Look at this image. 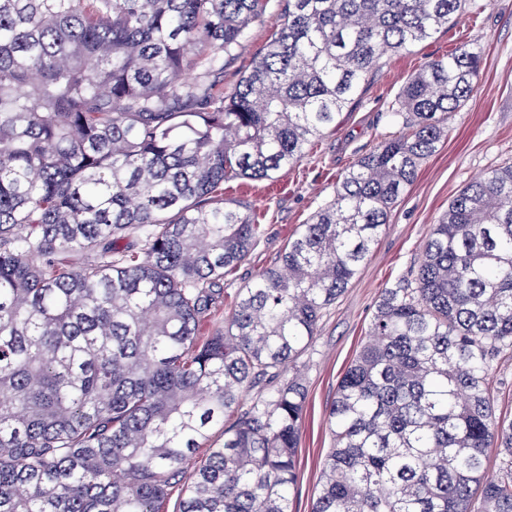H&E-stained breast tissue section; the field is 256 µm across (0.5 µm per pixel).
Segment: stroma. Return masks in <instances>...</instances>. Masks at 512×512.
<instances>
[{
    "instance_id": "1",
    "label": "stroma",
    "mask_w": 512,
    "mask_h": 512,
    "mask_svg": "<svg viewBox=\"0 0 512 512\" xmlns=\"http://www.w3.org/2000/svg\"><path fill=\"white\" fill-rule=\"evenodd\" d=\"M280 22L279 2L271 0L263 22L252 25L237 59L225 70V88H232L264 51ZM463 44L483 55L473 96L454 114L443 145L393 207L356 278L325 311L312 347L294 364L305 379L308 397L291 512H311L332 446L329 408L344 371L368 339L382 290L414 272L433 224L467 184L512 162V0H467L456 21L432 39L382 59L379 70L337 115L335 127L326 130L298 164L271 181L235 180L224 185L225 201L245 203L258 215L265 233L248 261L225 276L223 296L205 325L209 331L223 326L239 288L277 261L289 237L331 200L337 182L359 157L394 133L388 110L408 78Z\"/></svg>"
}]
</instances>
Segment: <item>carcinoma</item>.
<instances>
[{
    "label": "carcinoma",
    "mask_w": 512,
    "mask_h": 512,
    "mask_svg": "<svg viewBox=\"0 0 512 512\" xmlns=\"http://www.w3.org/2000/svg\"><path fill=\"white\" fill-rule=\"evenodd\" d=\"M268 4L0 0V512H164L180 483L175 512H290L308 391L284 370L442 146L483 57L463 44L409 77L398 134L202 339L224 275L263 236L224 183L298 163L384 56L465 0H281L284 22L226 94ZM504 357L511 163L464 187L413 279L382 290L328 412L312 512H512V420L490 384Z\"/></svg>",
    "instance_id": "obj_1"
}]
</instances>
